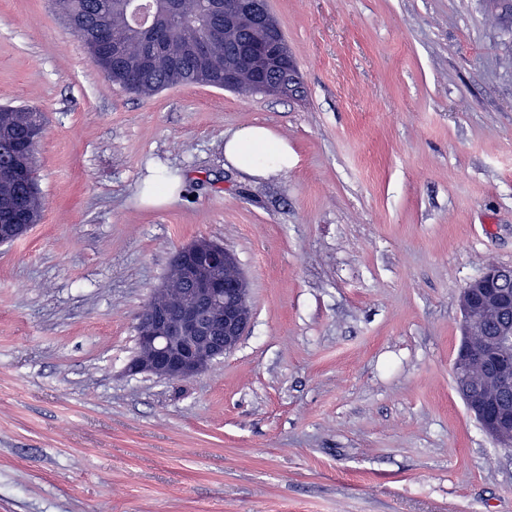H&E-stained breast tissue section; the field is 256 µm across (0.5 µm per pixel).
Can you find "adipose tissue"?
Here are the masks:
<instances>
[{"mask_svg":"<svg viewBox=\"0 0 512 512\" xmlns=\"http://www.w3.org/2000/svg\"><path fill=\"white\" fill-rule=\"evenodd\" d=\"M224 158L228 165L258 179L277 176L294 163L287 141L265 126L245 127L227 136Z\"/></svg>","mask_w":512,"mask_h":512,"instance_id":"ef3b65f1","label":"adipose tissue"}]
</instances>
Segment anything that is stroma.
Here are the masks:
<instances>
[{"label": "stroma", "mask_w": 512, "mask_h": 512, "mask_svg": "<svg viewBox=\"0 0 512 512\" xmlns=\"http://www.w3.org/2000/svg\"><path fill=\"white\" fill-rule=\"evenodd\" d=\"M302 96L149 98L51 0H0V104L45 116L40 224L0 245V512H512V449L454 389L458 298L512 265V18L497 0H269ZM297 161L262 180L224 137ZM175 195L146 203L157 171ZM231 250L252 320L131 376L175 251ZM224 159L250 177L268 179L288 171L294 153L272 129L249 126L224 137Z\"/></svg>", "instance_id": "35a3bbf8"}]
</instances>
